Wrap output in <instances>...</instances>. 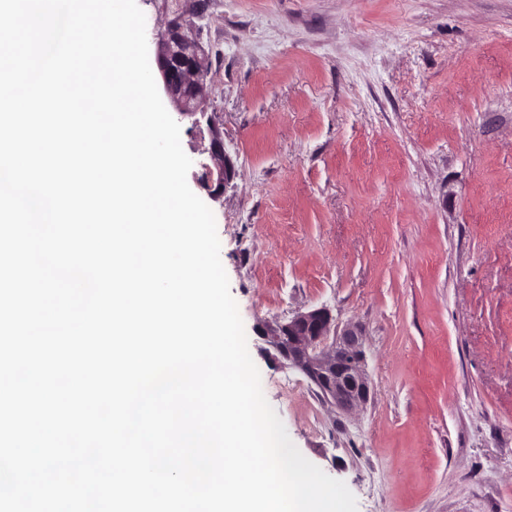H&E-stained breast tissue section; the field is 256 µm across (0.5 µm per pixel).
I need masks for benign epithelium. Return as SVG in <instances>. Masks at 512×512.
<instances>
[{
	"label": "benign epithelium",
	"instance_id": "1",
	"mask_svg": "<svg viewBox=\"0 0 512 512\" xmlns=\"http://www.w3.org/2000/svg\"><path fill=\"white\" fill-rule=\"evenodd\" d=\"M157 65L164 93L179 119L197 125L209 70L204 51L173 25L158 38ZM208 133L214 167L208 169L206 183L214 185L210 195L217 198L231 184L236 169L217 128L209 126ZM256 331L268 356L303 374L338 409L351 410L370 398L362 336L352 328L338 331L328 308L299 312L284 321L262 320Z\"/></svg>",
	"mask_w": 512,
	"mask_h": 512
}]
</instances>
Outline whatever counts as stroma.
Instances as JSON below:
<instances>
[{"label": "stroma", "mask_w": 512, "mask_h": 512, "mask_svg": "<svg viewBox=\"0 0 512 512\" xmlns=\"http://www.w3.org/2000/svg\"><path fill=\"white\" fill-rule=\"evenodd\" d=\"M209 57L237 176L201 181L264 395L358 512H512V0H137ZM327 307L365 340L349 413L254 327Z\"/></svg>", "instance_id": "35a3bbf8"}]
</instances>
